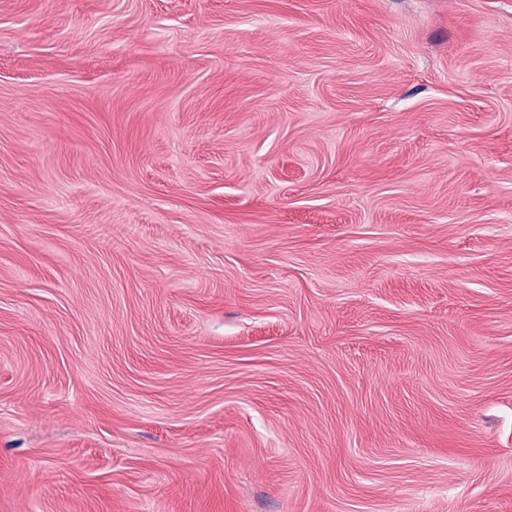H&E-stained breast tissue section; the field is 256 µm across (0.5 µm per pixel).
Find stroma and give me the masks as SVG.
<instances>
[{
  "label": "stroma",
  "instance_id": "35a3bbf8",
  "mask_svg": "<svg viewBox=\"0 0 512 512\" xmlns=\"http://www.w3.org/2000/svg\"><path fill=\"white\" fill-rule=\"evenodd\" d=\"M0 512H512V0H0Z\"/></svg>",
  "mask_w": 512,
  "mask_h": 512
}]
</instances>
